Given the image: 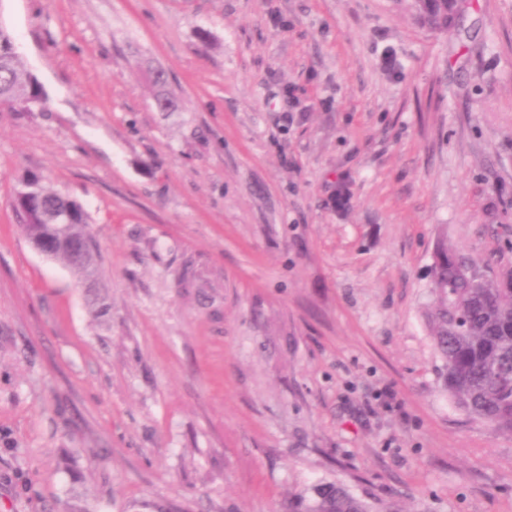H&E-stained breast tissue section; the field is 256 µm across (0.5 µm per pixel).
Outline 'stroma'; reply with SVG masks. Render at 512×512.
Listing matches in <instances>:
<instances>
[{"label": "stroma", "mask_w": 512, "mask_h": 512, "mask_svg": "<svg viewBox=\"0 0 512 512\" xmlns=\"http://www.w3.org/2000/svg\"><path fill=\"white\" fill-rule=\"evenodd\" d=\"M0 24L46 92L0 107V512H284L336 481L512 512V434L443 390L425 319L438 242L512 269V0L447 33L413 0H0ZM31 174L86 206L94 289L19 223Z\"/></svg>", "instance_id": "35a3bbf8"}]
</instances>
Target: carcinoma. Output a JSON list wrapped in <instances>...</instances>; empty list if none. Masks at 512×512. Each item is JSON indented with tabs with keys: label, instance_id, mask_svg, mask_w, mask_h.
<instances>
[{
	"label": "carcinoma",
	"instance_id": "obj_1",
	"mask_svg": "<svg viewBox=\"0 0 512 512\" xmlns=\"http://www.w3.org/2000/svg\"><path fill=\"white\" fill-rule=\"evenodd\" d=\"M419 18L434 31L451 29L457 0H414ZM45 103L38 79L19 59L13 38L0 24V104L29 109ZM14 208L30 240L58 244L56 214L70 212V232L91 235L90 216L77 199L46 188L30 175L16 192ZM94 249L57 251L56 259L86 274ZM469 260L441 242L430 269L436 296L427 310L435 348L443 361L441 384L459 408L471 416L512 433V271L474 286L464 276ZM288 512H376L372 503L353 495L340 483L318 485L312 502L288 503Z\"/></svg>",
	"mask_w": 512,
	"mask_h": 512
}]
</instances>
